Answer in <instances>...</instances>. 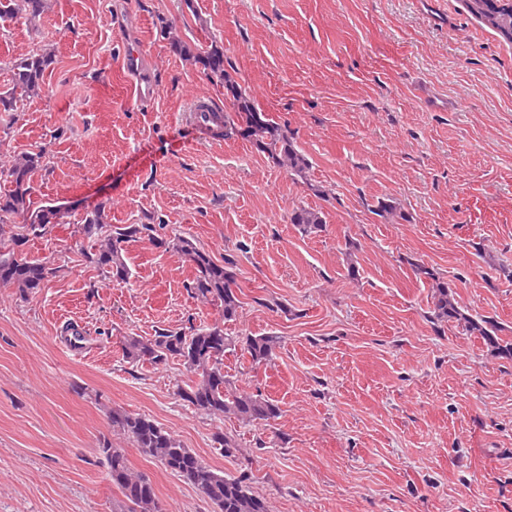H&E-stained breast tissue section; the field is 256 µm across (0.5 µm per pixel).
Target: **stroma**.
<instances>
[{"instance_id": "1", "label": "stroma", "mask_w": 512, "mask_h": 512, "mask_svg": "<svg viewBox=\"0 0 512 512\" xmlns=\"http://www.w3.org/2000/svg\"><path fill=\"white\" fill-rule=\"evenodd\" d=\"M172 33L223 46L308 156L311 184L249 140L190 125L192 98L230 101ZM135 46L157 85L148 102L125 67ZM44 48L54 62L40 96L0 112V165L43 151L33 199L69 214L24 247L56 267L45 287L24 299L0 288V512H113L105 439L166 512H213L113 431V409L248 475L269 512H512V358L432 323L413 269L444 273L512 342L511 42L463 0H47L40 17L0 26V91L16 59ZM382 201L395 217L379 216ZM99 203L113 227L160 224L216 262L234 255L238 319L194 298V267L147 239L124 245L128 281L86 263L72 226ZM298 206L323 212L321 231L290 223ZM218 322L278 337L267 365L224 357L228 379L278 402L275 422L197 412L176 394L179 362L123 356L125 337ZM69 324L79 348L61 334Z\"/></svg>"}]
</instances>
